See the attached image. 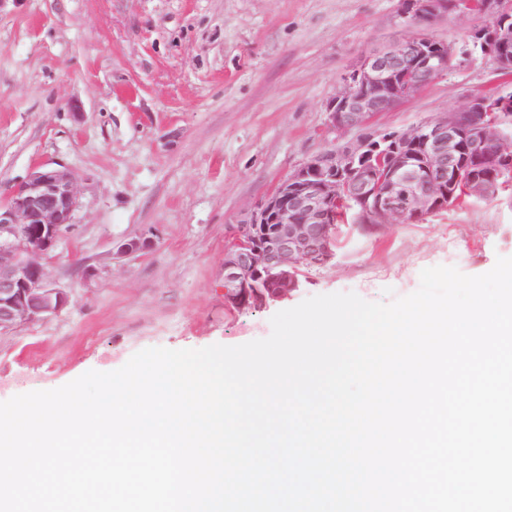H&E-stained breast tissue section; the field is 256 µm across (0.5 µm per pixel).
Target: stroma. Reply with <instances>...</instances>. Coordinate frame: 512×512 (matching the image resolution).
<instances>
[{
	"label": "stroma",
	"mask_w": 512,
	"mask_h": 512,
	"mask_svg": "<svg viewBox=\"0 0 512 512\" xmlns=\"http://www.w3.org/2000/svg\"><path fill=\"white\" fill-rule=\"evenodd\" d=\"M399 0H0V201L38 164L80 207L48 265L71 304L0 335V395L51 390L149 347L236 346L308 297L388 302L420 273L477 276L512 257V190L420 223L344 226L334 260L262 309L224 307L232 225L328 148L326 107L362 57L413 34ZM488 60L452 65L379 114L404 129L497 88ZM148 237L149 250L117 243Z\"/></svg>",
	"instance_id": "35a3bbf8"
}]
</instances>
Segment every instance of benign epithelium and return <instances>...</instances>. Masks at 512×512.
<instances>
[{
  "mask_svg": "<svg viewBox=\"0 0 512 512\" xmlns=\"http://www.w3.org/2000/svg\"><path fill=\"white\" fill-rule=\"evenodd\" d=\"M473 9L499 17L507 0H401L413 35L364 56L327 105L333 142L296 168L247 221L232 227L224 248V308L242 312L282 300L304 270L334 258L340 224L409 223L464 200H489L512 183V94H482L413 127L377 132L376 116L413 97L443 75L457 56L451 43L433 44L427 29ZM483 46L499 71L512 70V27L477 28L462 56ZM80 207L75 178L39 165L0 202V333L44 322L67 308L70 295L50 278L46 260L74 224ZM149 238L121 242L130 255Z\"/></svg>",
  "mask_w": 512,
  "mask_h": 512,
  "instance_id": "benign-epithelium-1",
  "label": "benign epithelium"
}]
</instances>
